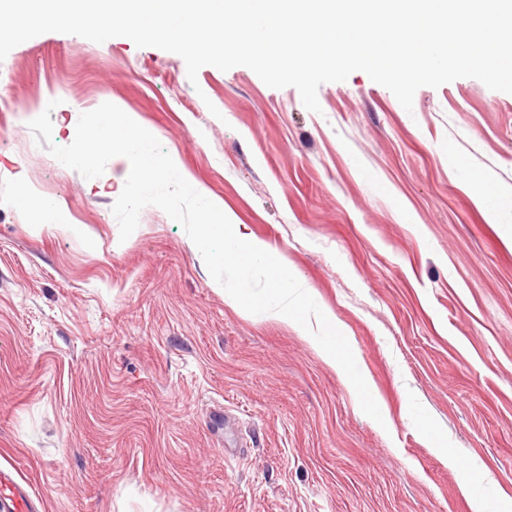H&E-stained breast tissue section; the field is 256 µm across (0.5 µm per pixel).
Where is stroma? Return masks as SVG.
<instances>
[{
	"mask_svg": "<svg viewBox=\"0 0 512 512\" xmlns=\"http://www.w3.org/2000/svg\"><path fill=\"white\" fill-rule=\"evenodd\" d=\"M0 99V468L39 512H472L467 463L512 496V242L473 197L477 175L512 191V94L461 78L408 111L356 71L314 113L244 66L192 81L177 54L48 32L0 61ZM53 99L58 146L105 102L148 127L335 319L382 422L164 211L121 239L130 165L54 158L28 126ZM15 202L25 210L40 214L43 224L65 226V224H58L59 211L50 200H39L29 192L19 191L15 195Z\"/></svg>",
	"mask_w": 512,
	"mask_h": 512,
	"instance_id": "obj_1",
	"label": "stroma"
}]
</instances>
